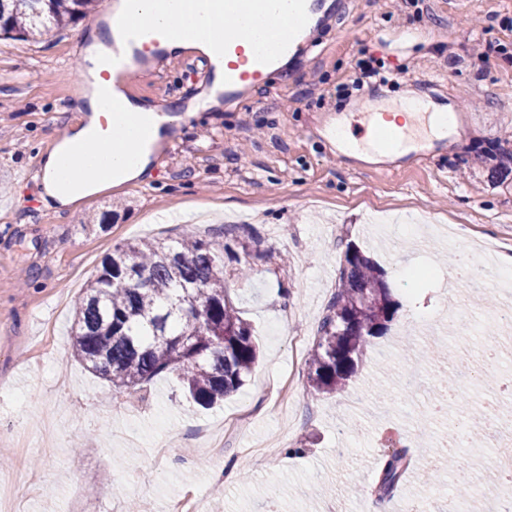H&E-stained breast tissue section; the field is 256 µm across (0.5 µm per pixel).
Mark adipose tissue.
Returning a JSON list of instances; mask_svg holds the SVG:
<instances>
[{
    "instance_id": "ef3b65f1",
    "label": "adipose tissue",
    "mask_w": 512,
    "mask_h": 512,
    "mask_svg": "<svg viewBox=\"0 0 512 512\" xmlns=\"http://www.w3.org/2000/svg\"><path fill=\"white\" fill-rule=\"evenodd\" d=\"M184 13L179 0H173L163 10L158 9L156 0H126L124 10L116 13L113 21L120 26L130 21L147 20L166 27L178 23ZM193 23L195 38L172 42V50L193 49L215 54L218 44L214 35L219 30V23L212 19L206 0H199ZM116 96L117 91L109 80L92 95H78L74 109L86 113V121L72 127L69 135L43 163L47 205H65L112 183L146 178L149 156L145 146L158 141L166 118L161 115L159 106L131 100L126 101L124 111L113 112L112 100ZM133 112L141 116V123L130 121L129 115ZM389 112L392 118L407 123L412 122L416 114L427 113L428 131L434 138L443 135L454 118L452 107H435L422 97L403 99L390 106Z\"/></svg>"
}]
</instances>
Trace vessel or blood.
Segmentation results:
<instances>
[{
	"mask_svg": "<svg viewBox=\"0 0 512 512\" xmlns=\"http://www.w3.org/2000/svg\"><path fill=\"white\" fill-rule=\"evenodd\" d=\"M271 0H212L213 11L223 21L218 34L221 53L212 57H187L190 68L205 67L214 75L212 91L235 102L252 90L267 86L276 70L279 56L298 60L312 47L313 32L325 26L337 12L343 11V0H292L293 9L274 14L269 9ZM275 19L274 38L280 46L279 56L250 55L249 50L257 34L256 23ZM191 21H184L172 30H160L147 22H131L123 31L124 54L115 55L114 63H123L125 55L139 58L141 64L164 55L169 42L188 38Z\"/></svg>",
	"mask_w": 512,
	"mask_h": 512,
	"instance_id": "obj_1",
	"label": "vessel or blood"
}]
</instances>
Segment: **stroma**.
Masks as SVG:
<instances>
[{"label": "stroma", "instance_id": "35a3bbf8", "mask_svg": "<svg viewBox=\"0 0 512 512\" xmlns=\"http://www.w3.org/2000/svg\"><path fill=\"white\" fill-rule=\"evenodd\" d=\"M346 2L307 61L285 64L268 87L232 105L166 124L148 181L90 195L74 209L44 207L36 182L82 118L73 102L89 81L77 35H103L108 25L94 17L0 41V448L9 453L0 497L19 512H165L190 490L206 495L210 512H370L377 503L407 512L421 499L429 512H448L457 473L430 448L463 419L473 422L470 441L453 455L473 454L474 482L491 471L479 415L512 397L500 388L512 377V351L484 379H459L458 404L439 416L425 405L451 363L431 367L413 395L403 387L418 366L410 347L427 344L424 318L444 320L451 340L457 321L446 312H460L473 326L464 346L473 356L494 339L471 293L444 295L440 278L456 249L438 227L466 225L512 255V172L502 168L512 155V0ZM481 47L488 53L479 60ZM368 57L386 80L354 90ZM182 58L173 53L157 74L131 77L127 96L183 115L207 84ZM410 94L465 107L463 133L429 140L425 157L396 159H361L327 138L336 121L358 132L370 103ZM106 210L111 224H94ZM165 210L173 220L157 222ZM227 224L253 225L292 269L281 282L265 260H253L250 282L231 291L260 350L243 388L205 410L164 373L132 400L74 358L75 302L115 247L188 233L213 238ZM350 243L382 265L399 310L345 390L317 395L289 340L315 338ZM292 372L295 399L285 407L278 391ZM241 410L251 416L247 430L225 443L222 459L206 455L197 433L218 432ZM391 426L415 435V466L383 495L375 485ZM274 433L282 437L274 459L255 465L243 456ZM159 443L168 450L161 459Z\"/></svg>", "mask_w": 512, "mask_h": 512}]
</instances>
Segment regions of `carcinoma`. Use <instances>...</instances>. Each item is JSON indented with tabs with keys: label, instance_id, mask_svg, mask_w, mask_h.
<instances>
[{
	"label": "carcinoma",
	"instance_id": "cac0c4a2",
	"mask_svg": "<svg viewBox=\"0 0 512 512\" xmlns=\"http://www.w3.org/2000/svg\"><path fill=\"white\" fill-rule=\"evenodd\" d=\"M96 0H0V38L35 39L89 18ZM249 224L224 225V241L191 235L138 240L115 248L76 302L75 357L130 396L162 373L177 376L192 400L209 407L236 392L258 362L250 324L230 298V284L251 274L250 260L271 259ZM144 276L129 287L131 272ZM384 270L350 244L310 351L317 393L347 386L372 340L399 309ZM406 450L385 460L378 491L390 493L407 471Z\"/></svg>",
	"mask_w": 512,
	"mask_h": 512
}]
</instances>
